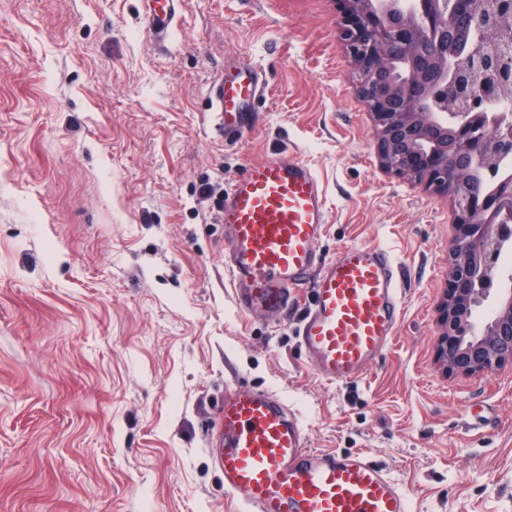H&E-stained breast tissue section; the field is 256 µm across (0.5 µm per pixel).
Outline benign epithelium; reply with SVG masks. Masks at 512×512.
<instances>
[{
    "mask_svg": "<svg viewBox=\"0 0 512 512\" xmlns=\"http://www.w3.org/2000/svg\"><path fill=\"white\" fill-rule=\"evenodd\" d=\"M338 28L364 80L357 93L375 127L383 170L451 199L448 288L440 304L439 359L447 372L472 376L512 368V289L501 288L483 332L472 321L477 288L491 291L512 243V126L488 111L483 81L503 73L491 52L471 47L469 0H338ZM479 172L494 188L468 184Z\"/></svg>",
    "mask_w": 512,
    "mask_h": 512,
    "instance_id": "obj_1",
    "label": "benign epithelium"
}]
</instances>
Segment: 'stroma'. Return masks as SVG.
<instances>
[{"instance_id":"1","label":"stroma","mask_w":512,"mask_h":512,"mask_svg":"<svg viewBox=\"0 0 512 512\" xmlns=\"http://www.w3.org/2000/svg\"><path fill=\"white\" fill-rule=\"evenodd\" d=\"M337 0H183L166 45L140 0H0V512H239L210 426L229 388L282 393L310 447L362 453L411 512H512V370L445 372L448 198L384 173ZM266 74L254 130L208 90ZM299 158L327 195L318 247L391 251L403 315L363 377L324 381L287 318L234 309L221 197ZM265 85L264 72L250 64H240L231 77L224 69L213 83L208 111L212 127L224 136V142H237L251 131Z\"/></svg>"}]
</instances>
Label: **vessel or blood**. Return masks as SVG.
<instances>
[{
	"mask_svg": "<svg viewBox=\"0 0 512 512\" xmlns=\"http://www.w3.org/2000/svg\"><path fill=\"white\" fill-rule=\"evenodd\" d=\"M150 37L171 39L181 0H141ZM264 72L240 65L212 85L211 122L225 141L252 129ZM224 267L239 313L284 315L307 288L312 301L296 336L322 380L342 384L367 372L391 344L403 310L398 264L385 248L353 244L324 258L316 244L327 222L326 196L304 160L266 158L234 178L220 211ZM224 492L243 512H409L402 486L365 455L310 448L307 430L273 389L225 395L218 428Z\"/></svg>",
	"mask_w": 512,
	"mask_h": 512,
	"instance_id": "1",
	"label": "vessel or blood"
}]
</instances>
